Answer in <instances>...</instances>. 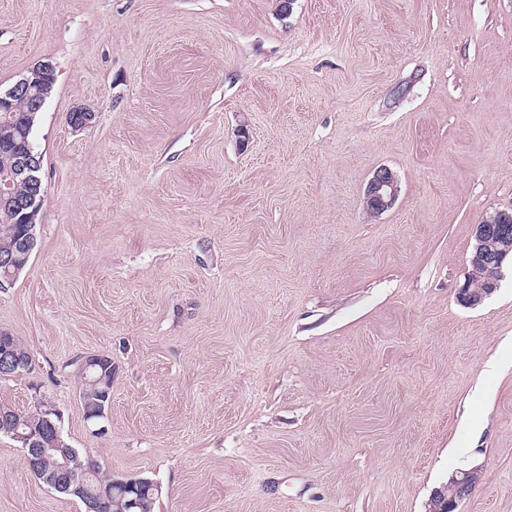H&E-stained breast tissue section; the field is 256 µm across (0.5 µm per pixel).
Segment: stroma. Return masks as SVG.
<instances>
[{"mask_svg":"<svg viewBox=\"0 0 512 512\" xmlns=\"http://www.w3.org/2000/svg\"><path fill=\"white\" fill-rule=\"evenodd\" d=\"M44 62L37 243L0 290L35 369L0 404L46 396L153 512H429L473 466L457 512H512V264L458 299L512 212V0H0V89ZM0 512L84 508L2 435ZM397 182L393 173L387 168H381L371 179L367 193V207L375 212L381 213L389 209L397 195ZM512 230V213L497 212L475 226V244L469 259L468 272L459 297L468 306H476L498 288L504 261L509 251L497 247ZM511 259H512V254ZM483 281L487 288L473 289L471 283ZM101 371H102V369L100 367H98L97 375H99V376L92 379V381H93L95 387L98 384H103L104 386L107 385V387L105 389L106 390L105 393L109 394L110 391H108V384L110 383V380L106 377V371L100 375ZM86 372H87L88 376L85 375ZM91 375H95V374L90 373V371H85L83 365L78 369V377L81 381L80 395H81L82 402H83L85 416L88 420H96V419H99V418L95 417L96 402L102 400L97 396L96 391L98 389H100L101 386H97L96 390L95 391L93 390L94 386L89 381V380H91ZM479 480V468L461 469L456 471L448 480V492L439 497L441 512H455L461 501L468 498L474 491Z\"/></svg>","mask_w":512,"mask_h":512,"instance_id":"1","label":"stroma"}]
</instances>
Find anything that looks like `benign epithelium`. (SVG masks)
Wrapping results in <instances>:
<instances>
[{"label":"benign epithelium","mask_w":512,"mask_h":512,"mask_svg":"<svg viewBox=\"0 0 512 512\" xmlns=\"http://www.w3.org/2000/svg\"><path fill=\"white\" fill-rule=\"evenodd\" d=\"M54 67L50 63L41 64L28 75L16 81L11 87L0 90V110L10 112L15 101L33 97L32 109L40 111L48 97L54 82ZM31 133L30 121L25 126L16 127L10 123L0 126V140L12 142L22 136L24 149L19 155L16 166L9 174V181L20 180L29 191L18 196L7 188L0 187V206L20 216L26 224L24 232L17 238L8 255L0 253V265L12 269L10 277L0 280V289L10 286L22 267L17 264L14 254L30 253L35 246V229L37 216L41 210L44 188L40 176L42 170L41 154L36 152L28 140ZM397 195V182L393 173L381 168L371 179L367 193V207L381 213L389 209ZM512 232V213L497 212L482 223L475 225V244L469 259L468 272L459 297L468 306H476L492 295L498 288L504 261L509 251L497 247L501 240L508 238ZM35 363L31 357H21L6 348L0 352V378L20 376L33 371ZM32 413L39 419L41 431H27L14 428L11 438L24 451V461L31 470L42 474V480L52 489L68 493L71 488H80L90 471L78 474L70 468L72 449L65 447L63 438L62 412L51 402L37 398L33 403ZM479 480V468L461 469L448 480L450 495L439 497L440 512H456L461 501L474 491ZM156 484L147 480H114L109 492L114 497L125 501V508L137 507L138 497L135 493L151 490Z\"/></svg>","instance_id":"benign-epithelium-1"}]
</instances>
